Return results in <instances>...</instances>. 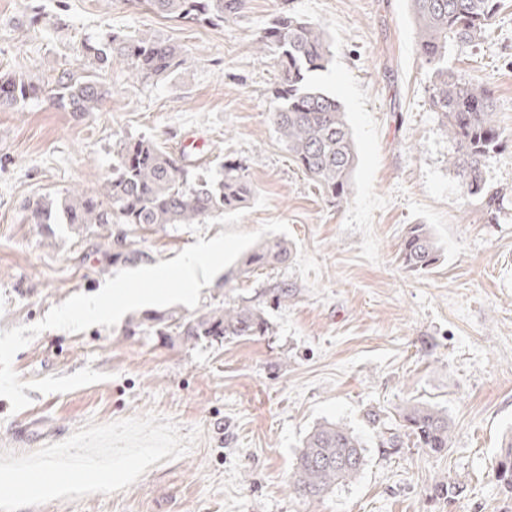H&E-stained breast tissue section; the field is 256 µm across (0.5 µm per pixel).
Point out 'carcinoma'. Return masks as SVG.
<instances>
[{
	"label": "carcinoma",
	"mask_w": 512,
	"mask_h": 512,
	"mask_svg": "<svg viewBox=\"0 0 512 512\" xmlns=\"http://www.w3.org/2000/svg\"><path fill=\"white\" fill-rule=\"evenodd\" d=\"M135 7L186 23L217 24L235 15L241 0H129ZM501 0H410L416 26V50L434 74L430 101L441 114L444 130L456 143L450 158L460 180L462 198L478 199L488 209L499 207V196L486 189L483 167L502 143L493 117V102L482 82L466 80L448 68V46L469 44L492 25ZM261 53L276 60L279 73L272 93V119L288 154L322 191L340 207L348 201L357 154L342 105L309 82V75L327 68L331 51L325 33L313 22L278 13L256 39ZM93 72H105L115 60L145 82L166 77L180 64L182 48L164 39L108 33L84 44ZM51 92L56 108L90 112L104 90L91 75L62 71L51 86L23 74L0 77V111L13 110L29 99ZM252 187L244 169L224 163L217 181L191 180L180 161L149 139L125 144L117 173L99 196L72 193L54 201H38L33 212L39 224H54L62 215L69 224H197L245 207ZM402 263L410 272L428 270L439 259L434 235L425 224L412 225L401 244ZM288 243L269 239L246 254L239 273L274 267L288 261ZM185 336L220 339L259 336L267 330L262 312L246 305L202 312L180 324ZM413 445L433 454L449 449L448 415L426 403L408 404L398 412ZM365 465L361 439L349 428L325 422L302 441L290 486L307 500L324 497L339 484L352 481ZM500 486L512 494V438L495 461ZM450 501L461 493L452 480L434 486Z\"/></svg>",
	"instance_id": "cac0c4a2"
}]
</instances>
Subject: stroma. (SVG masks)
Masks as SVG:
<instances>
[{
    "instance_id": "35a3bbf8",
    "label": "stroma",
    "mask_w": 512,
    "mask_h": 512,
    "mask_svg": "<svg viewBox=\"0 0 512 512\" xmlns=\"http://www.w3.org/2000/svg\"><path fill=\"white\" fill-rule=\"evenodd\" d=\"M282 10L319 24L331 44L315 83L343 104L358 154L340 207L289 159L272 122L278 68L256 37ZM106 32L179 44L183 63L145 83L113 62L94 112H64L43 98L0 112V332L224 231L286 221L291 255L245 277L229 266L201 289L197 309L149 306L111 328L49 329L17 352L24 381L86 366L107 378L62 394L29 391L30 405L16 413L0 398V453L29 454L87 423L151 412L181 434L200 431L187 454L158 461L126 489L20 512H512L493 471L512 434V0L479 40L448 48L449 67L483 82L503 132L483 169L500 196L491 212L461 197L409 0H243L214 25L172 21L128 0H0V74L44 84L66 69L83 73V44ZM141 138L193 176L216 174L227 159L240 164L248 205L206 219L198 234L176 224L33 223L36 201L100 193L124 144ZM414 224L428 225L440 249L421 274L399 257ZM233 305L259 308L266 332L188 338L176 326L195 310ZM410 401L447 413V453L409 441L381 453L383 432L398 428ZM326 421L360 437L366 464L309 502L289 477L303 439ZM448 478L462 487L450 502L433 492Z\"/></svg>"
}]
</instances>
